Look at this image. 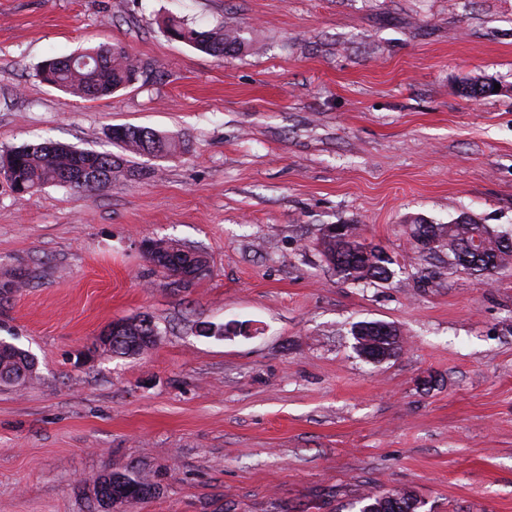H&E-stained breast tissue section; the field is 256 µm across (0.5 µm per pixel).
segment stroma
I'll list each match as a JSON object with an SVG mask.
<instances>
[{"instance_id": "stroma-1", "label": "stroma", "mask_w": 512, "mask_h": 512, "mask_svg": "<svg viewBox=\"0 0 512 512\" xmlns=\"http://www.w3.org/2000/svg\"><path fill=\"white\" fill-rule=\"evenodd\" d=\"M170 18L235 29L213 57ZM120 45L150 70L84 99L49 56ZM499 84L465 97V82ZM147 127L189 148L131 180L17 196L0 177V339L36 358L0 385V512H88L105 473L147 477L132 512H512V269L423 257L409 218L512 233V0H0V152L49 140L120 154ZM357 224L394 275L343 279L325 225ZM203 253L186 289L143 244ZM157 345L119 357L112 322ZM399 328L371 362L352 328ZM137 319L138 317H133L122 320L125 322V325L123 333L119 336H122L123 339L117 341L115 346L112 344V335L119 331L123 322H113L111 326L101 333L99 337L100 345L105 348H109L112 345V354L118 356L135 355L145 351L151 343L149 336H152L151 339L155 340V336H160V331L154 322L151 321L152 327H144L137 323Z\"/></svg>"}]
</instances>
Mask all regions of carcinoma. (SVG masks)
I'll use <instances>...</instances> for the list:
<instances>
[{
    "label": "carcinoma",
    "mask_w": 512,
    "mask_h": 512,
    "mask_svg": "<svg viewBox=\"0 0 512 512\" xmlns=\"http://www.w3.org/2000/svg\"><path fill=\"white\" fill-rule=\"evenodd\" d=\"M168 38L178 37L204 53L215 57L234 55L241 51L242 42L237 32L224 27L199 31L181 20L171 18L164 25ZM147 65L132 59L119 45L100 46L76 56H51L38 67L40 81L88 99H101L112 95L138 79ZM124 137L118 141L125 151L136 155L164 156L176 151L174 140L156 131L137 126H122ZM8 160L9 169H0V175L14 191L25 194L48 185L68 186L75 190L105 187L120 176L133 174L128 160L106 152L81 150L61 143L31 142L0 154V160ZM83 164L93 169L92 181L74 179V167ZM483 236L482 251L471 250L474 234ZM433 236L434 249L429 254L446 252L451 264L466 271L492 275L512 267V244H506L507 233L492 230L486 224H478L467 218L451 224H429L421 217L410 220V238ZM362 239L360 227L347 225L345 238L322 235L319 246L327 263L337 275L354 282H385L394 275V260L382 248L373 246L370 253L360 258L352 253L350 245ZM155 250L147 259L166 278L183 270L200 278L206 274L207 265L199 252H189L165 241L154 242ZM182 268H177L176 263ZM354 334L358 352L373 353L377 350L394 356L400 349L398 340L388 341L377 336L371 323H358ZM160 335L157 325L145 327L137 318H128L122 340L112 347L118 356L135 355L149 348L150 337ZM37 368L33 355L18 346L0 340V379L8 378L23 385L36 377ZM98 483L112 486V497L129 507L152 494L153 485L145 478L128 474L110 473L98 478ZM360 512H394L393 501L386 495L369 498Z\"/></svg>",
    "instance_id": "cac0c4a2"
}]
</instances>
